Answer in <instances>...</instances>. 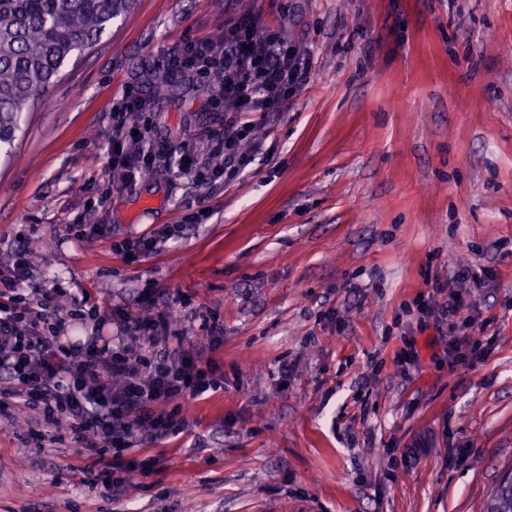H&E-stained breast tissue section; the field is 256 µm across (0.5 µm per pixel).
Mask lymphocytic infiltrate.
<instances>
[{
    "instance_id": "lymphocytic-infiltrate-1",
    "label": "lymphocytic infiltrate",
    "mask_w": 512,
    "mask_h": 512,
    "mask_svg": "<svg viewBox=\"0 0 512 512\" xmlns=\"http://www.w3.org/2000/svg\"><path fill=\"white\" fill-rule=\"evenodd\" d=\"M308 64L305 46L250 17L225 22L218 37L175 43L166 72L191 82L208 78L211 92L224 104L219 129L206 145L181 152L177 176L205 188L243 173L254 160L248 145L257 123L251 113L280 111L305 79ZM144 106L142 93L130 88L112 114V179L121 188L160 167V153L143 147L134 133ZM478 277L464 268L455 275V289L436 283L427 316L455 327L473 307L468 287ZM28 280L29 259L17 253L10 277L0 280V393L20 397L52 440H59L63 424L81 447H112L108 466L113 473L153 472L158 461L141 457L140 445L182 432V419L166 411V404L221 389L213 360L185 345L172 331L167 312L135 317L121 307L104 308L94 293L82 298L64 288L25 291ZM64 311L76 319L112 318L131 342L116 349L106 343L67 347L57 339Z\"/></svg>"
}]
</instances>
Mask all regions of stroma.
I'll list each match as a JSON object with an SVG mask.
<instances>
[{
  "mask_svg": "<svg viewBox=\"0 0 512 512\" xmlns=\"http://www.w3.org/2000/svg\"><path fill=\"white\" fill-rule=\"evenodd\" d=\"M249 15L307 46L309 73L246 172L200 189L171 172L220 106L153 75L181 38ZM509 47L512 0H137L114 20L0 147V271L26 235L31 286L132 309L152 284L199 348L218 313L224 388L183 400L184 432L148 449L163 467L117 497L81 482L111 451L37 445L34 414L9 406L0 512H484L512 467ZM130 85L165 164L119 189L112 108ZM194 214L148 258L119 250ZM464 267L481 272L468 332L494 340L473 369L449 366L417 307Z\"/></svg>",
  "mask_w": 512,
  "mask_h": 512,
  "instance_id": "35a3bbf8",
  "label": "stroma"
}]
</instances>
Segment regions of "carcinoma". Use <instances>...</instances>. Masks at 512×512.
Segmentation results:
<instances>
[{"label":"carcinoma","instance_id":"cac0c4a2","mask_svg":"<svg viewBox=\"0 0 512 512\" xmlns=\"http://www.w3.org/2000/svg\"><path fill=\"white\" fill-rule=\"evenodd\" d=\"M135 0H0V144H9L20 112L39 100L61 68L91 47ZM485 512H512V472Z\"/></svg>","mask_w":512,"mask_h":512}]
</instances>
